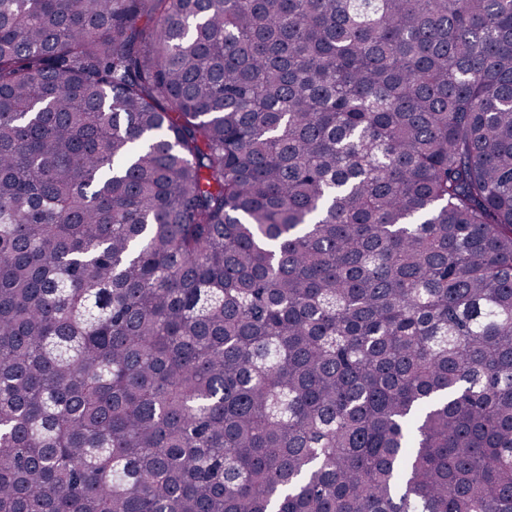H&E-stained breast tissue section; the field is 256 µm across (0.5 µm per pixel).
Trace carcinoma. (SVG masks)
Instances as JSON below:
<instances>
[{"mask_svg": "<svg viewBox=\"0 0 512 512\" xmlns=\"http://www.w3.org/2000/svg\"><path fill=\"white\" fill-rule=\"evenodd\" d=\"M0 512H512V0H0Z\"/></svg>", "mask_w": 512, "mask_h": 512, "instance_id": "obj_1", "label": "carcinoma"}]
</instances>
